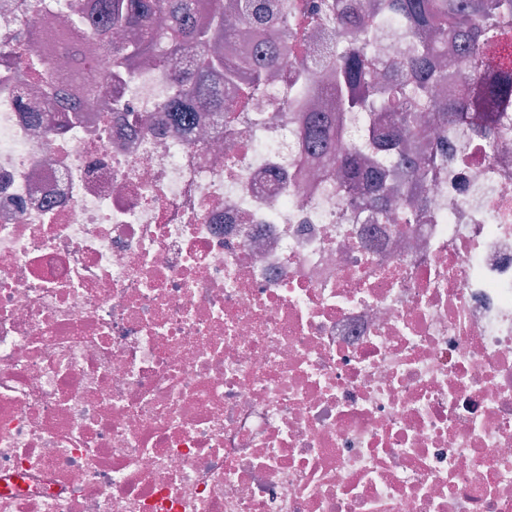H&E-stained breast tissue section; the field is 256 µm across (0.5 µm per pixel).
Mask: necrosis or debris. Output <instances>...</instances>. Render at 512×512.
<instances>
[{
    "mask_svg": "<svg viewBox=\"0 0 512 512\" xmlns=\"http://www.w3.org/2000/svg\"><path fill=\"white\" fill-rule=\"evenodd\" d=\"M40 47L77 112L0 57V512H512V141L421 134L427 218L378 224L287 74L229 134L138 65L131 129L109 47Z\"/></svg>",
    "mask_w": 512,
    "mask_h": 512,
    "instance_id": "1",
    "label": "necrosis or debris"
}]
</instances>
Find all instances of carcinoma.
Segmentation results:
<instances>
[{
	"label": "carcinoma",
	"instance_id": "carcinoma-1",
	"mask_svg": "<svg viewBox=\"0 0 512 512\" xmlns=\"http://www.w3.org/2000/svg\"><path fill=\"white\" fill-rule=\"evenodd\" d=\"M98 15L91 26L105 35L114 29L127 33V40L112 44L119 69L96 81L97 92L107 98L114 112L128 110L120 92L123 71L150 58L163 65L185 48L197 50L193 65L175 79L177 94L171 117L177 123L194 120L193 108L207 106L224 121V113L245 108L273 77L286 59L263 54L239 61L234 71L246 78L240 83L239 107L224 106L220 92L210 85L213 71L226 67L222 44L233 36L226 18L236 16L249 32L261 39L290 35L288 18H279L278 0H98ZM25 15L33 31V47L41 41L37 3ZM305 13L351 39L330 57L331 80L323 87L308 82L297 70L290 83L288 107L295 109L312 97L336 93L331 112L306 115L304 149L321 153L336 163L340 183L353 197L368 199L379 207L383 222L391 218V203L404 194L399 185H389L382 170L390 165L404 169L408 181L423 186L437 178L443 158L413 156L408 144L429 121L457 129L469 122V133L492 143L512 138V0H304ZM279 27H273L276 19ZM401 21L412 34L402 65L378 70L367 59L368 31L391 19ZM452 57L460 69L461 92L453 99L442 92L448 76L440 66ZM363 115L362 141L336 156L333 147L347 131L350 116ZM426 205L422 198L408 196L407 224H419Z\"/></svg>",
	"mask_w": 512,
	"mask_h": 512
}]
</instances>
